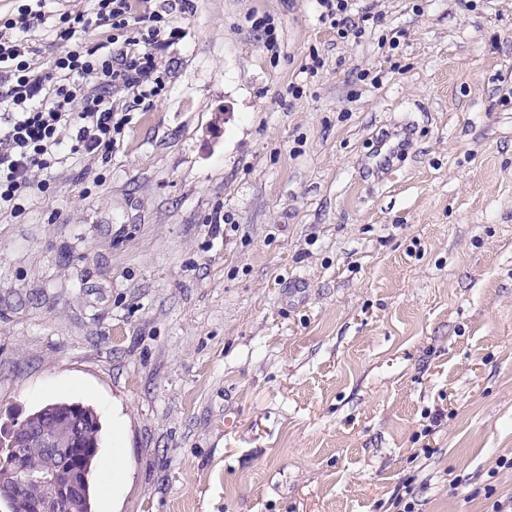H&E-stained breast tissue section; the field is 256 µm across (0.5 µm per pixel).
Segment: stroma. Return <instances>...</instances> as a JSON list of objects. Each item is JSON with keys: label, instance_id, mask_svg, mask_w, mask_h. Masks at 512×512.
<instances>
[{"label": "stroma", "instance_id": "35a3bbf8", "mask_svg": "<svg viewBox=\"0 0 512 512\" xmlns=\"http://www.w3.org/2000/svg\"><path fill=\"white\" fill-rule=\"evenodd\" d=\"M87 5L46 0L41 62ZM354 9L343 39L316 0H193L166 91H113L111 155L0 212V428L91 405L93 512L512 495V0ZM405 124L371 174L373 133ZM409 140L410 134L407 130L381 133L374 156L375 170L378 174L384 177L388 173L393 161L407 150Z\"/></svg>", "mask_w": 512, "mask_h": 512}]
</instances>
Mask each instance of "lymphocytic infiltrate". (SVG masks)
I'll return each mask as SVG.
<instances>
[{"mask_svg": "<svg viewBox=\"0 0 512 512\" xmlns=\"http://www.w3.org/2000/svg\"><path fill=\"white\" fill-rule=\"evenodd\" d=\"M45 0H30L0 36V209L18 213L33 187L34 170L50 171L69 159L109 155L127 116L112 105L120 87L134 99L157 97L169 72L166 51L183 37L169 10L148 0H92L89 9L66 11L52 31L59 52L39 67L27 33L42 18ZM112 33L89 43L102 26Z\"/></svg>", "mask_w": 512, "mask_h": 512, "instance_id": "f902f5d3", "label": "lymphocytic infiltrate"}]
</instances>
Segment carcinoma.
<instances>
[{"mask_svg":"<svg viewBox=\"0 0 512 512\" xmlns=\"http://www.w3.org/2000/svg\"><path fill=\"white\" fill-rule=\"evenodd\" d=\"M28 448L19 458V466L27 471H39L51 461L47 450L38 437L50 434L64 447L77 445L71 458L79 461L77 489L67 498L58 500L60 512H92L90 474L93 461L99 450L101 424L95 410L80 402H55L27 416ZM59 493L50 484H32L19 492L0 494V505L8 512H36L38 503L51 499Z\"/></svg>","mask_w":512,"mask_h":512,"instance_id":"cac0c4a2","label":"carcinoma"}]
</instances>
